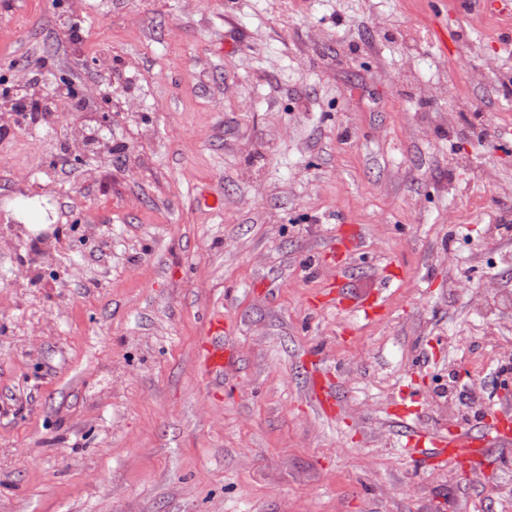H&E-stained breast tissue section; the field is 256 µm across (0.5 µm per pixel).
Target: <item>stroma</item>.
Instances as JSON below:
<instances>
[{"label": "stroma", "instance_id": "1", "mask_svg": "<svg viewBox=\"0 0 512 512\" xmlns=\"http://www.w3.org/2000/svg\"><path fill=\"white\" fill-rule=\"evenodd\" d=\"M71 2L0 0V88L50 110L0 118V512H512V447L426 467L391 414L512 407V307L470 300L512 293V7ZM203 340L200 368L209 378L223 380L224 368L234 361V355L224 343V325L219 318L209 320ZM313 395L322 411L331 416L338 405L336 400V381L326 373L316 372L313 379Z\"/></svg>", "mask_w": 512, "mask_h": 512}]
</instances>
